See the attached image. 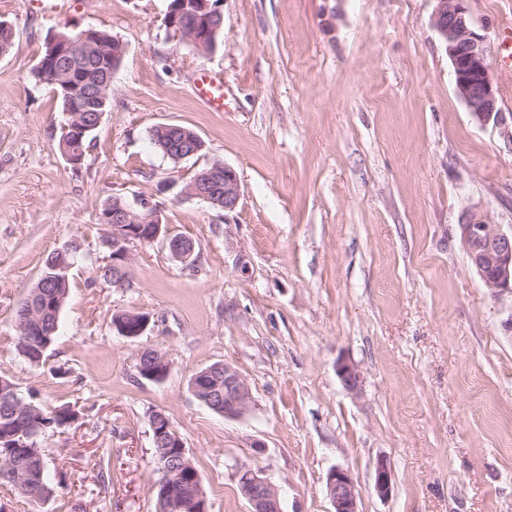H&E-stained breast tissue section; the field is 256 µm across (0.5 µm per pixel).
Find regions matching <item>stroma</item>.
Returning a JSON list of instances; mask_svg holds the SVG:
<instances>
[{"instance_id": "obj_1", "label": "stroma", "mask_w": 512, "mask_h": 512, "mask_svg": "<svg viewBox=\"0 0 512 512\" xmlns=\"http://www.w3.org/2000/svg\"><path fill=\"white\" fill-rule=\"evenodd\" d=\"M167 5L70 0L53 17L0 0L16 30L0 56V378L44 411H75L39 439L49 496L0 494V512H156L157 412L182 438L209 512H249L242 465L280 487L282 512H331L336 466L353 478L358 512H512V297L489 296L458 235L472 211L512 231V143L456 95L433 0H222L224 42L211 53L166 29ZM469 8L512 114V75L499 69L512 0ZM84 29L127 52L75 168L57 147L65 116L33 70L52 33ZM203 70L224 82L222 110L197 95ZM161 124L192 129L202 154L163 156L149 140ZM216 161L239 178L230 212L182 192ZM115 196L159 206L194 242L193 263L163 240L137 242L125 287L104 282L98 213ZM70 242L82 256L59 334L33 366L16 309ZM121 311L149 315L144 336L116 331ZM146 349L167 362L161 380L137 372ZM342 359L357 365L359 391L342 385ZM214 363L248 381L243 418L191 392Z\"/></svg>"}]
</instances>
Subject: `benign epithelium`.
Returning a JSON list of instances; mask_svg holds the SVG:
<instances>
[{"mask_svg": "<svg viewBox=\"0 0 512 512\" xmlns=\"http://www.w3.org/2000/svg\"><path fill=\"white\" fill-rule=\"evenodd\" d=\"M435 6L431 23L440 35L450 58L457 95L471 114L482 125L491 124L502 129L512 141V124L498 106L494 82L488 63L489 45L485 35L477 31L476 22L469 10V0H433ZM164 24L177 36L187 40L200 50L207 48L209 37L224 27V15L220 5L213 0H178L167 11ZM107 54L93 32L78 34L56 33L47 42V52L37 68L42 77L56 86L55 93L63 96L66 103V123L62 125L59 151L72 166L81 164L84 152L81 147L86 134L96 129L103 114L89 117L90 91L99 82L110 85L113 73L121 61L112 60L108 69L98 73L81 70L78 64L85 60L105 59ZM188 142L171 143L166 157L178 161L197 154L201 147L187 148ZM184 194L198 198L214 206L231 210L240 197V184L233 169L216 161L197 172L186 184ZM100 222L110 227L108 239L112 241V265L124 274L112 286L123 287L128 280V245L132 242L148 243L165 236L172 258L188 263L193 261L194 243L170 234L162 223L160 212L145 206L136 210L129 204L118 206L112 213L100 215ZM461 242L470 261L489 294L499 297L512 294V232L507 233L485 215L469 213L459 224ZM150 323L149 316L138 315L136 325H119L117 332L128 338L143 335ZM337 374L345 388L356 391L361 386L358 367L343 359L336 366ZM252 391L247 380L231 365H224V411L227 419H240L251 408ZM156 430L155 441L171 448L184 447L180 435L166 424L157 431L158 423L151 424ZM242 495L251 505V512H281L280 489L261 472L241 466L236 472ZM375 490L381 497L391 490V471L387 462L380 460L375 468ZM326 493L332 512H358V493L349 472L341 467L330 470L326 479Z\"/></svg>", "mask_w": 512, "mask_h": 512, "instance_id": "obj_1", "label": "benign epithelium"}]
</instances>
